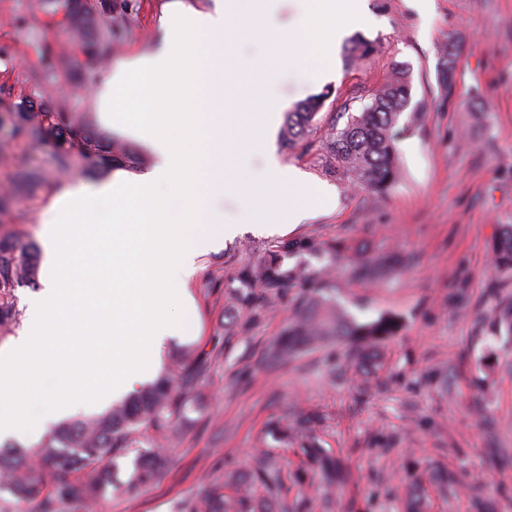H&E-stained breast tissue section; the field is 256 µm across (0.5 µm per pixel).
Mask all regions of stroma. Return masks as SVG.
Listing matches in <instances>:
<instances>
[{"label":"stroma","mask_w":512,"mask_h":512,"mask_svg":"<svg viewBox=\"0 0 512 512\" xmlns=\"http://www.w3.org/2000/svg\"><path fill=\"white\" fill-rule=\"evenodd\" d=\"M130 3L116 65L153 49L167 9L213 6ZM364 10L368 21L353 35L373 43L369 56L340 46L331 79L287 66L265 90L269 108L285 113L322 97L306 136L291 142L278 132L273 146L283 165L333 189L335 206L284 234H240L203 257L188 287L193 330L171 338L160 356L168 363L174 348L191 343L210 354L188 423L169 442L170 469L138 498L104 497L98 512H175L205 479L248 472L262 449L281 475L288 512H403L411 490L426 512H480L488 499L495 512H512V337L499 324L512 278L495 273L491 252L501 226L512 224V0H432L425 14L413 0H365ZM22 25L64 43L33 0H0V84L38 63L17 34ZM446 49L455 62L449 95L437 83ZM402 65L412 75L414 117L394 130L399 179L382 194L352 188L329 163L330 143ZM295 241L307 250L285 252ZM274 254L308 280L233 310L239 270ZM390 254L405 265L382 267ZM354 258L371 262L374 275L354 280ZM315 289L358 321L399 318L376 372L362 374L341 356L328 363L323 345L265 364L298 297ZM305 418L310 431L288 440L270 431ZM315 442L342 470L334 488L305 453Z\"/></svg>","instance_id":"1"}]
</instances>
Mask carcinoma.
<instances>
[{
	"instance_id": "carcinoma-1",
	"label": "carcinoma",
	"mask_w": 512,
	"mask_h": 512,
	"mask_svg": "<svg viewBox=\"0 0 512 512\" xmlns=\"http://www.w3.org/2000/svg\"><path fill=\"white\" fill-rule=\"evenodd\" d=\"M45 16L62 15V25L86 58L99 62L112 54L114 28L129 8L126 0H37ZM26 38L37 44L39 65L31 69L25 82L30 90L15 100L0 86V172L8 177L9 189L0 191V214L15 224H26L46 198L64 186L62 175L73 173L106 174L117 167L133 168L140 156L94 128V113L61 98L56 88L65 76L67 55L54 45L25 29ZM453 60L445 53L438 70L441 88L449 90ZM412 79L408 69H396L393 77L350 116L336 133L331 156L336 171L354 185L373 192H384L398 179L393 131L409 107ZM323 97L308 99L288 113L284 133L288 139L305 134L312 125ZM38 149L49 152L53 170L34 163ZM497 274L512 276V224L501 228L493 247ZM38 247L32 242L0 234V340L14 334L20 325L17 292L36 289ZM297 278L275 261H262L243 267L238 274L241 289L239 307L251 305L260 287L271 299L280 288ZM400 330L399 319L382 315L370 322H359L331 299L315 291L297 308V317L286 335L270 351L269 360L280 361L318 341L341 340L350 348V361L363 372L379 367L377 347ZM208 353L194 346L177 350L170 364L126 401L89 420L63 424L48 433L34 448L12 445L0 448V512H94L104 496L112 493L133 497L157 483L164 475L166 452L159 443L168 439L185 419L189 398L196 393ZM138 454L128 480L115 484L112 469L119 459ZM313 462L321 467L327 486L340 472L327 463L317 448L310 449ZM260 483L269 494L278 488L279 477L268 467L266 458L256 462L255 471L234 475L230 480H206L195 498L183 502L180 512H270V498H260L253 484Z\"/></svg>"
}]
</instances>
